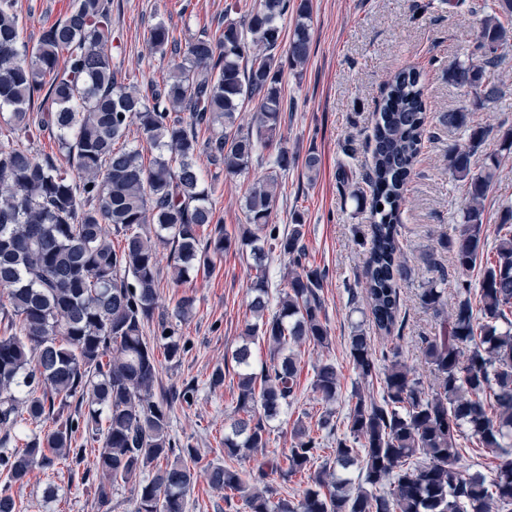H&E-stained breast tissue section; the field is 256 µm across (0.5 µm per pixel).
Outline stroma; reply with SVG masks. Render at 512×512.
<instances>
[{
  "mask_svg": "<svg viewBox=\"0 0 512 512\" xmlns=\"http://www.w3.org/2000/svg\"><path fill=\"white\" fill-rule=\"evenodd\" d=\"M413 0H312L313 50L300 74L285 73V91L295 103L292 114L281 127L279 147L295 157V164L281 173L273 223L288 227L293 214L303 216L307 261L323 269L322 290L330 328L331 343L322 348L312 343L301 346L299 389L296 402L271 424L273 447L291 444L294 423L316 426L324 407L312 389L314 368L323 360L335 363L340 388L335 404L336 432L324 438L322 461H333L338 438L347 432L346 416L354 392L365 399H380L383 379L358 377L349 356L355 326L370 329L365 302L351 303L349 285L361 271L368 236L369 212L356 209L348 196V183H363L371 156L365 140L371 132L373 112L388 80L401 68L420 69L427 102L430 131L417 158L416 174L408 185L401 208V243L404 258L412 268L410 280L402 285L404 324L399 336L373 335L376 350L399 349L401 358L423 386L434 377L420 349L419 339L437 335L442 323L420 302V293L436 272L422 263V252L435 245L439 235L453 234L461 219L465 194L448 173L444 156L448 147L463 143L467 134L448 130L436 122L440 112L467 107L462 89L448 80L450 63L470 57L475 43V9L482 0H457L456 6L432 0L425 14L411 8ZM70 0H14L21 37L35 44L42 32L63 17ZM225 0H112V39L109 50L113 62L140 88L161 82L167 62L149 44V31L162 22L178 39L187 41L214 35L224 17ZM489 79L503 82L504 97L490 108L473 112L478 126L500 131L512 128V52ZM499 139L487 142L485 153L499 152L501 166L485 202V248L497 243V227L505 206L512 205V152L499 149ZM267 150L265 164L249 173L224 177L215 175L207 159L199 165L210 188L217 219L229 235H237L245 221L243 194L246 186L269 171L276 155ZM317 153L321 169L316 181H308L303 160ZM160 251L161 285L156 318L171 317L183 293L193 294L195 307L190 318L178 322L181 336L189 339L190 351L181 363H162L159 389L181 386L195 380L197 398L192 406L176 407L171 430L181 440L199 449L203 463L224 460V431L235 414L236 367L224 362V355L241 342L249 314L248 287L255 275L253 261L237 249L225 251L212 268L200 271L184 288L171 281V248ZM224 368V385L214 390L209 376L215 366ZM101 490L98 483L77 485L66 470H34L24 484L12 485L10 492L23 512H96ZM107 492L112 512H133L136 492L132 485H116Z\"/></svg>",
  "mask_w": 512,
  "mask_h": 512,
  "instance_id": "obj_1",
  "label": "stroma"
}]
</instances>
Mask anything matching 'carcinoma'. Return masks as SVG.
Masks as SVG:
<instances>
[{"mask_svg":"<svg viewBox=\"0 0 512 512\" xmlns=\"http://www.w3.org/2000/svg\"><path fill=\"white\" fill-rule=\"evenodd\" d=\"M239 0L224 7L216 38L179 41L162 22L150 29L154 53L168 59L159 84L144 91L112 62L111 0H72L65 16L33 46L20 41L13 0H0V110L11 134L48 130L67 158L63 168L11 139L0 138V313L19 330L0 335V475L23 484L36 468H67L72 482L132 484L134 512H186L200 453L171 432L174 405L194 402L195 382L156 394V347L143 336L154 317L160 284L158 246H174L172 280L213 266L235 246L254 261L249 317L242 344L224 361L238 369L235 412L224 432V456L255 458L240 471L209 464L212 489L246 512H512V207H505L493 258L483 261L486 195L499 157H474L493 129L471 125L463 108L442 112L438 123L469 132L461 148L448 146V172L465 189L462 220L424 255L443 271L438 256L454 255L453 278L461 295L438 336L420 338L437 386L427 391L397 350L376 356L359 328L350 356L359 378L384 370L379 402L357 397L348 416L350 438L336 441L337 467L358 470V481L322 466L321 439L303 424L291 447L269 450L270 421L296 399L298 348L329 347L322 298L325 273L306 265L302 216L288 231L270 223L288 152L275 170L244 194L246 223L228 235L209 200L198 158L234 177L262 164L293 102L285 99L284 67L309 60L311 0H253L239 19ZM477 19L476 59L448 65V81L471 105L497 103L503 90L487 70L512 49V0H484ZM292 16L286 55L278 53L281 21ZM48 107L34 119V100ZM258 98L250 126L238 109ZM426 102L420 71L396 73L387 83L366 140L371 197L349 186V196L369 203L371 224L360 277L372 328L383 336L402 329L401 283L411 274L402 257L399 211L425 135ZM137 122L157 154L144 163L139 148H117ZM219 127L205 141L196 129ZM383 209H377V206ZM124 237L112 246L110 231ZM292 269L269 312L265 259L274 251ZM481 268L478 308L470 299L472 272ZM424 307L439 310L443 289L429 282ZM157 341L165 360L181 362L189 340L167 322ZM268 349L270 364L255 371L251 344ZM339 375L333 362L315 368L313 390L325 404L317 428L336 430ZM50 422L13 446L22 421ZM99 443L93 461L76 434ZM472 437L500 459L495 473L457 467L460 440ZM304 478L299 500L278 496L271 477Z\"/></svg>","mask_w":512,"mask_h":512,"instance_id":"obj_1","label":"carcinoma"}]
</instances>
